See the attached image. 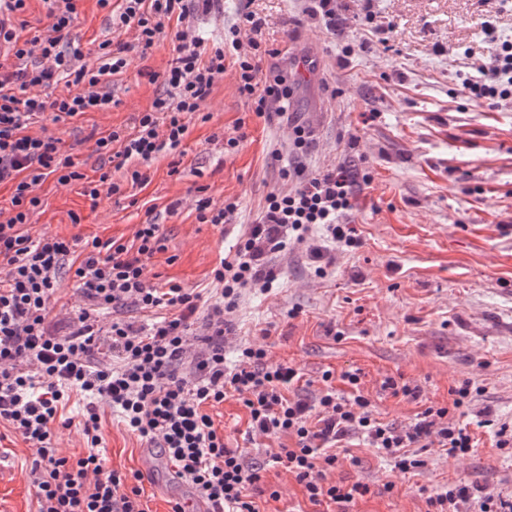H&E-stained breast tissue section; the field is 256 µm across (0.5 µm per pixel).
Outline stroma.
Returning <instances> with one entry per match:
<instances>
[{"label":"stroma","mask_w":512,"mask_h":512,"mask_svg":"<svg viewBox=\"0 0 512 512\" xmlns=\"http://www.w3.org/2000/svg\"><path fill=\"white\" fill-rule=\"evenodd\" d=\"M304 0H214L196 13L200 36L219 43L239 14L262 17V41L280 54L275 65L318 60L311 79L295 77L290 116L262 119L237 93L234 67L213 86L202 117L192 118L178 173L169 157L156 159L150 180L132 184L114 173L121 194L91 202L82 182L58 184L48 177L38 189L42 204L27 229L86 241H131L146 218L162 224L166 249L148 262L152 283L210 287V273L232 252L255 222L266 195L288 190L281 164L294 157L287 146L293 124L313 133L304 159L307 173L359 164L372 176L357 192L341 221L362 238L352 250L326 242L321 230L273 261L271 287L246 291L227 314L224 365L233 369L245 341H261L272 362L302 372L299 395L315 398L326 388L345 391L344 372L360 370V388L384 421L413 424L430 405L444 406L449 390L469 380L478 387L466 421L476 427L475 446L463 456L429 446L415 474L393 471L361 438H349L331 482L361 481L372 493L353 512H426L428 493L459 479L497 495L512 494V447L497 448L493 427L512 421V101L487 106L461 91L460 73L489 64L495 41H512V0H337L336 22L311 19ZM384 36L363 30L366 20ZM106 39L133 42V32L116 33L96 0H82L69 40L85 62ZM172 45L161 40L147 58L131 53L127 71L115 78L107 112H90L69 122L48 123L85 174L97 157L89 133L130 127L163 88L149 82L164 72ZM243 131L235 152L225 138ZM282 148L281 161L269 155ZM214 203L235 198L234 223L218 228L199 223L198 188ZM327 263L325 276L315 268ZM330 382H323L324 371ZM416 387L418 398H395L387 379ZM106 465L126 474L153 459L156 474L143 481L151 512H169L186 489L168 477L159 449L144 448L117 413L97 404ZM227 447L264 459L281 439L252 435L243 406L233 398L210 408ZM32 452L13 435L0 440V512H36L29 485ZM394 482V493L383 486ZM266 484L278 498L263 495L261 512H314L302 486L279 467H268Z\"/></svg>","instance_id":"obj_1"}]
</instances>
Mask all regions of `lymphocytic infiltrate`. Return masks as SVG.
<instances>
[{"instance_id": "1", "label": "lymphocytic infiltrate", "mask_w": 512, "mask_h": 512, "mask_svg": "<svg viewBox=\"0 0 512 512\" xmlns=\"http://www.w3.org/2000/svg\"><path fill=\"white\" fill-rule=\"evenodd\" d=\"M49 23L40 34L24 35L11 23L24 14L28 0H5L7 20L0 22V184L12 187L11 214L0 221V425L21 438L33 455L29 481L37 512H149L139 484L108 468L100 448V417L89 408L81 432L89 451L77 460L62 456L54 442L56 426H71L61 412L71 397L97 398L119 413L126 430L146 447L160 449L175 475L191 486L209 512H259L256 492L265 484L267 465L284 469L303 487L311 504L334 505L348 512L370 494L369 485L329 484L326 470L335 467L343 440L360 436L400 472L423 469L414 454L419 442L460 456L473 437L456 421L471 400L470 382L452 388V401L426 407L416 422L399 428L380 419L360 389L361 372H345L351 395L329 389L319 397H289L303 376L294 367L273 364L265 346L240 345L234 369L224 366V317L235 309L244 289L266 288L275 274L268 254L289 241H305L321 227L334 243L359 247L355 227L340 223L368 173L342 166L306 174L302 166L281 168L290 182L286 191L267 194L255 222L233 254L212 272L209 297L168 282L152 284L147 263L165 249L162 227L146 220L132 243L117 239L85 242L75 252L72 241L24 233L29 214L41 200L37 188L49 175L59 183L84 180L90 199L120 194L110 172L83 179L60 137L31 134L44 117L73 120L112 107V79L123 74L130 50L148 54L163 38H171L173 58L163 73L165 94L149 110L133 117L129 129H115L96 138L95 150L113 169L127 168L131 181L146 184L145 166L163 152L178 150L188 135L189 120L198 114L214 84L233 64L237 90L256 117L268 116L272 104L287 102L288 75L265 77L260 62L278 57L279 49L256 40L242 42L241 30L260 31L262 19L243 13L229 27L224 43L214 46L189 32L192 8L208 9L211 0H97L107 10L110 27L134 30V43H99L98 66L85 64L81 50L67 42L79 16V0H45ZM68 91L53 94L58 82ZM465 93L490 106L512 100V42L497 43L490 67L482 76H467ZM73 269L82 303L69 316L67 330H51L48 319L61 287L64 269ZM112 321L100 326L99 315ZM157 313L141 324L139 313ZM235 397L242 402L252 432L287 436L294 446L269 451V463L227 447L208 409ZM427 512H512V499L484 494L462 481L429 494Z\"/></svg>"}]
</instances>
